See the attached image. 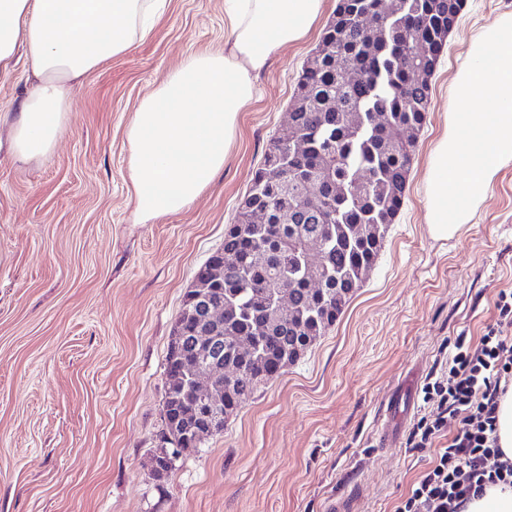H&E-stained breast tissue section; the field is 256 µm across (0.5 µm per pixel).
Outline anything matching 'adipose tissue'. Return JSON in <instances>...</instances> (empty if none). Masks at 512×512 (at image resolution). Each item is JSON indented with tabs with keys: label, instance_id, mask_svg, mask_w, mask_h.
Segmentation results:
<instances>
[{
	"label": "adipose tissue",
	"instance_id": "ef3b65f1",
	"mask_svg": "<svg viewBox=\"0 0 512 512\" xmlns=\"http://www.w3.org/2000/svg\"><path fill=\"white\" fill-rule=\"evenodd\" d=\"M326 0H224V50L193 54L145 96L127 128L134 210L140 221L182 211L224 168L255 80L286 45L306 37ZM168 0H0V67L17 50L28 89L0 113L5 152L29 161L62 133L71 88L103 62L151 36Z\"/></svg>",
	"mask_w": 512,
	"mask_h": 512
}]
</instances>
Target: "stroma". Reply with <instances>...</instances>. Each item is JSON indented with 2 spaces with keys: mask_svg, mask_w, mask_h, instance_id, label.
Instances as JSON below:
<instances>
[{
  "mask_svg": "<svg viewBox=\"0 0 512 512\" xmlns=\"http://www.w3.org/2000/svg\"><path fill=\"white\" fill-rule=\"evenodd\" d=\"M512 0H463L431 81L404 206L332 329L229 416L222 434L155 477L165 359L185 292L224 243L298 74L321 34L283 47L256 80L212 187L137 223L127 128L188 55L224 48V0H169L155 32L77 82L54 151L0 153V512H394L432 450L405 441L420 389L456 336L494 323L512 291V164L448 240L426 223L425 172L471 43ZM414 404L401 442L375 435L392 387Z\"/></svg>",
  "mask_w": 512,
  "mask_h": 512,
  "instance_id": "stroma-1",
  "label": "stroma"
}]
</instances>
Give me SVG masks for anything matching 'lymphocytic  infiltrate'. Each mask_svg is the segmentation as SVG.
I'll list each match as a JSON object with an SVG mask.
<instances>
[{"label": "lymphocytic infiltrate", "mask_w": 512, "mask_h": 512, "mask_svg": "<svg viewBox=\"0 0 512 512\" xmlns=\"http://www.w3.org/2000/svg\"><path fill=\"white\" fill-rule=\"evenodd\" d=\"M498 318L478 339L457 336L450 358L439 361L423 387L430 410L413 424L411 449L434 448L432 466L422 474L396 512H461L471 497L489 485H512V462L497 437L499 402L512 382V291H500Z\"/></svg>", "instance_id": "f902f5d3"}]
</instances>
